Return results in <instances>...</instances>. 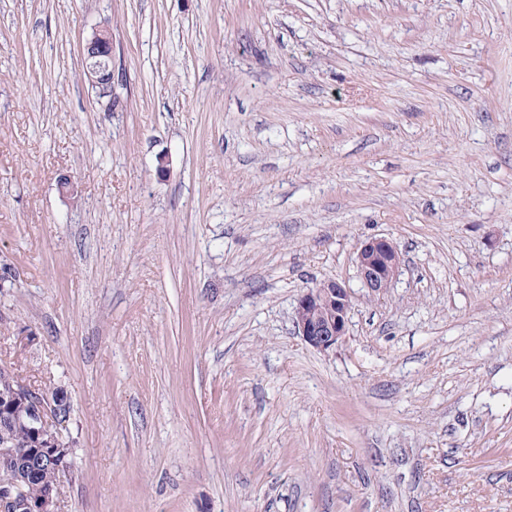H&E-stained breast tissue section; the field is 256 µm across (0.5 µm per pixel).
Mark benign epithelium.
Listing matches in <instances>:
<instances>
[{
	"label": "benign epithelium",
	"instance_id": "obj_1",
	"mask_svg": "<svg viewBox=\"0 0 512 512\" xmlns=\"http://www.w3.org/2000/svg\"><path fill=\"white\" fill-rule=\"evenodd\" d=\"M83 73L95 90L98 99L105 102V109L112 111V28L108 24L97 26L82 45ZM401 265V253L393 241L384 237H371L363 241L356 256L357 276L363 286L374 294H383L390 287ZM352 310L351 289L346 283L334 278L325 279L298 298L293 324L295 332L311 347L319 351L333 349L345 340ZM29 401V415L36 424L34 432L38 440V455L28 461L31 473L40 471L43 456L55 459L57 454H67L62 447V429L66 419L61 410L43 407L40 389L25 382L21 389L10 396L0 394V400ZM16 461V451L6 437L0 438V470L11 474ZM0 487V512H59L58 486H51L37 498L21 500V484L10 479Z\"/></svg>",
	"mask_w": 512,
	"mask_h": 512
}]
</instances>
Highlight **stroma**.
Wrapping results in <instances>:
<instances>
[{"label":"stroma","instance_id":"stroma-1","mask_svg":"<svg viewBox=\"0 0 512 512\" xmlns=\"http://www.w3.org/2000/svg\"><path fill=\"white\" fill-rule=\"evenodd\" d=\"M1 266L61 512H512V0H0ZM83 73L106 108H112V28L97 26L82 45ZM401 265V253L393 241L371 237L363 241L356 256L357 276L374 294H384ZM351 310V290L346 283L325 279L298 298L293 318L295 332L316 350L333 349L347 336Z\"/></svg>","mask_w":512,"mask_h":512}]
</instances>
